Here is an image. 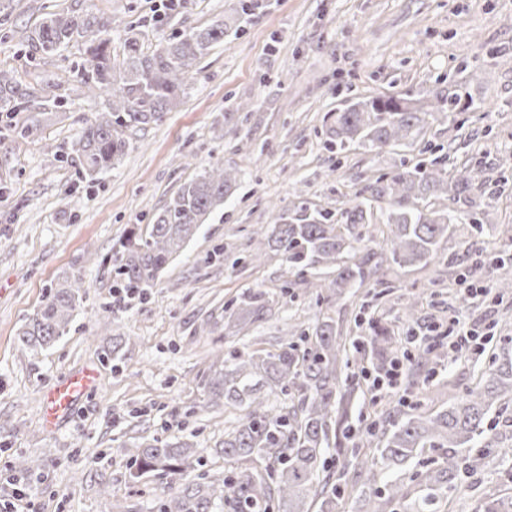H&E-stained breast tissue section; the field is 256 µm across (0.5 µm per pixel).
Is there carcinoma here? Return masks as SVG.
Segmentation results:
<instances>
[{
    "mask_svg": "<svg viewBox=\"0 0 512 512\" xmlns=\"http://www.w3.org/2000/svg\"><path fill=\"white\" fill-rule=\"evenodd\" d=\"M112 22L92 14H54L35 30L32 43L44 54L81 38L87 65L80 82L94 96L107 92L110 111L101 112L85 124L73 144L81 179L94 181L124 154L126 131L159 121L176 107L194 61L215 43L224 40V22L190 27L174 41L144 51L135 34L124 39L123 61H112ZM431 99L413 101L404 97L355 99L336 109L331 126L332 142L344 148L360 144L380 150L389 145H413L430 118L451 112L457 97L440 89ZM33 97L10 72L0 70V112H17ZM234 178L215 167L183 184L177 193L153 214L147 230L134 229L110 257L116 283L123 291L142 298L174 255L194 236L208 216L224 204ZM486 180L476 166L445 169L439 158L414 166L401 165L386 181L368 186L371 197L341 211L342 222L333 213L299 206L276 215L267 235L269 247L282 254L293 267L324 265L335 268L327 284L308 285L327 289L326 298L341 295L356 282L376 274L383 263L414 265L436 255L439 241L450 227L464 220L455 207L484 191ZM389 198L386 213L385 248L364 247L342 265L337 261L350 247L357 224H374L372 202ZM86 294L84 281L75 275L55 287L17 334L22 352L50 347L65 335ZM266 300L253 292L231 305L230 317L251 325L264 317ZM370 342L382 356L391 342L390 329L378 319L369 321ZM346 338L337 334L336 322L327 317L307 329L293 332L274 350L215 355L213 373L204 380L210 402L241 411L237 424L224 431L222 447L227 471L215 476L200 473L205 448L189 442L160 438L139 443L129 454L130 478L138 482L153 475L170 480L156 496L157 512H332L336 497L348 488L345 473L333 470L328 455L341 449L330 433L343 422L354 389L341 380L342 369L352 365ZM288 400L280 409L270 406V396ZM512 403V356L504 352L478 375L476 386L457 396L448 408L435 414L401 417L386 410L381 430L369 428L362 447L353 454L352 467L361 479L365 512H381L378 504L403 503L405 512H424V507L473 475L512 447L503 435L485 427L489 412L499 403ZM428 449L444 453L443 464L417 474L422 491L419 510L406 503L409 495L401 476ZM13 468L34 475L41 462L23 454ZM387 475L383 487L377 476ZM476 512H512V494L487 495Z\"/></svg>",
    "mask_w": 512,
    "mask_h": 512,
    "instance_id": "1",
    "label": "carcinoma"
}]
</instances>
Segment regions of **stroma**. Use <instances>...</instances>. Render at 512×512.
Masks as SVG:
<instances>
[{"label": "stroma", "mask_w": 512, "mask_h": 512, "mask_svg": "<svg viewBox=\"0 0 512 512\" xmlns=\"http://www.w3.org/2000/svg\"><path fill=\"white\" fill-rule=\"evenodd\" d=\"M63 11L110 17L117 58L130 28L153 50L187 28L234 20L192 68L180 103L160 122L130 129L125 155L94 183L65 160L85 120L107 107L106 97L80 88L83 45L53 55L26 46L46 16ZM0 69L62 97L52 111L0 112V474L11 473L15 454L41 460L35 512H156L161 481L132 483L129 448L155 436L189 441L206 449L211 472L224 469L215 448L239 413L207 403L214 351L275 349L292 327L321 315L342 326L351 346L377 315L398 333L405 323L392 306L408 294L420 299L418 326L442 324L460 307V276L494 279L495 257L512 255V0H0ZM436 87L470 106L432 122L420 147H331L332 114L344 101L412 99ZM31 120L38 138L8 134L7 125ZM435 157L448 169L479 165L489 180L462 203L464 222L428 263L390 265L326 301L306 283L332 279L333 269L292 268L269 249L275 210L304 204L338 213L395 167ZM216 166L236 177L223 205L145 301L122 302L107 263L120 240ZM255 253L261 263H250ZM75 275L87 295L69 332L47 350L20 352L21 325L52 286ZM256 291L268 314L230 335V303ZM467 314L493 325L483 352L429 354L425 386L407 395L404 413L448 406L476 385L492 354L512 345V294L474 298ZM116 336L131 342L110 361L103 350ZM384 365L370 350L363 369L346 371L358 393L335 469H347L375 418L371 385ZM84 369L94 387L45 426L46 391ZM492 492L512 493L511 461L485 467L432 509L473 512Z\"/></svg>", "instance_id": "stroma-1"}]
</instances>
